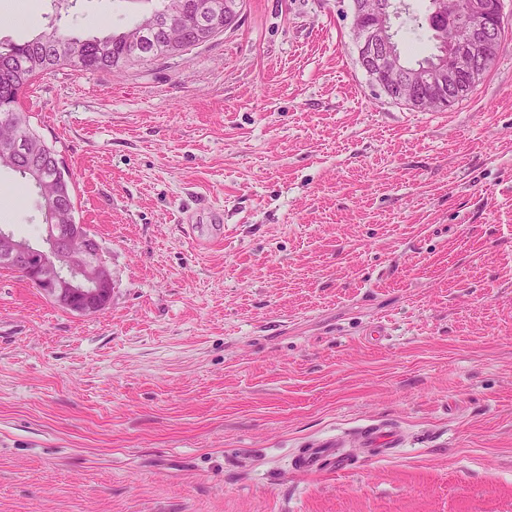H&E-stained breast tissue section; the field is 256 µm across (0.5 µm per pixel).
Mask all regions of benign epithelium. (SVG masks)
Wrapping results in <instances>:
<instances>
[{"label":"benign epithelium","mask_w":512,"mask_h":512,"mask_svg":"<svg viewBox=\"0 0 512 512\" xmlns=\"http://www.w3.org/2000/svg\"><path fill=\"white\" fill-rule=\"evenodd\" d=\"M395 0H378L368 10L365 0H352V11L365 16L363 28H354L361 67L389 98L415 109L421 107L415 91L429 86L431 109L450 107L454 95L473 91L483 76L484 63L496 54L501 36V0H430L429 23L443 48L442 57L429 69H410L395 50L391 17ZM242 0L206 3L194 24L192 36L203 44L238 25ZM48 50L57 55H77L78 45L47 39ZM58 218L46 225L42 261L29 271L30 282L66 310L90 315L99 312L110 298L111 283L98 243L84 232L73 205L56 201ZM34 251L30 243L0 232V264L18 269Z\"/></svg>","instance_id":"1"}]
</instances>
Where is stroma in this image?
I'll use <instances>...</instances> for the list:
<instances>
[{
	"label": "stroma",
	"mask_w": 512,
	"mask_h": 512,
	"mask_svg": "<svg viewBox=\"0 0 512 512\" xmlns=\"http://www.w3.org/2000/svg\"><path fill=\"white\" fill-rule=\"evenodd\" d=\"M42 31L51 0H28ZM397 41L434 51L428 0ZM150 0H75L61 34ZM445 110L373 86L351 0H245L147 64L67 66L20 107L74 180L112 279L94 315L0 270V512H512V0ZM0 170V227L40 245ZM385 335L372 341L371 328ZM402 445L368 456L362 431ZM341 439L345 470L295 457ZM224 1L207 2L194 24L192 36L203 44L221 32L230 31L238 25L242 13L241 0H207ZM401 434L394 426L382 423L373 425L364 431V445L369 448V455L379 457L389 449L401 445Z\"/></svg>",
	"instance_id": "35a3bbf8"
}]
</instances>
